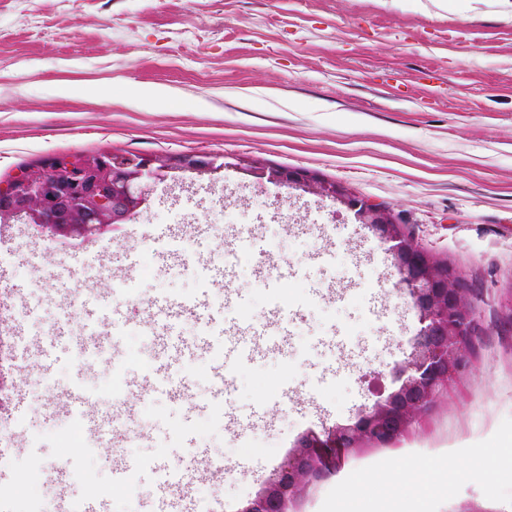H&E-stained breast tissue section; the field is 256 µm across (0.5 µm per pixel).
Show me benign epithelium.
<instances>
[{
  "instance_id": "obj_1",
  "label": "benign epithelium",
  "mask_w": 512,
  "mask_h": 512,
  "mask_svg": "<svg viewBox=\"0 0 512 512\" xmlns=\"http://www.w3.org/2000/svg\"><path fill=\"white\" fill-rule=\"evenodd\" d=\"M224 167L211 156L195 152L132 161L57 158L47 168L25 171L0 188V217H24L44 237L84 243L132 221L147 200L148 181H163L171 172L202 175ZM272 178L330 197L353 211L358 223L391 256L395 288L415 310L419 329L404 363L390 372L388 394L351 423L301 436L281 474L240 512H287L288 501L310 480L336 471L341 460L363 442L392 443L401 438L443 390L469 370L476 329L474 302L466 283L452 267L434 260L403 233L388 208L352 197L300 170L283 169ZM20 387L21 378L14 372L0 370V395Z\"/></svg>"
}]
</instances>
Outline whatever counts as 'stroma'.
<instances>
[{"instance_id": "1", "label": "stroma", "mask_w": 512, "mask_h": 512, "mask_svg": "<svg viewBox=\"0 0 512 512\" xmlns=\"http://www.w3.org/2000/svg\"><path fill=\"white\" fill-rule=\"evenodd\" d=\"M184 152L228 166L152 183L97 253L23 220L0 232L46 321L13 326L42 355L22 373L51 380L4 412L42 483L5 466L0 488L20 503L63 496L70 512H152L180 475L206 492L194 512H240L303 434L389 388L418 328L390 257L338 201L232 168L241 158L390 207L471 286L480 328L469 371L404 438L365 443L288 512H336L393 460L430 463L447 489L402 512H512V0H0V184L56 156ZM225 204L237 216L219 230ZM247 322L269 342L226 367L224 333ZM154 367L183 381L181 400ZM116 378L131 388L118 406ZM76 391L128 415L140 438L120 455L164 469L114 492ZM397 506L381 495L370 509Z\"/></svg>"}]
</instances>
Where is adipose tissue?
<instances>
[{"instance_id": "ef3b65f1", "label": "adipose tissue", "mask_w": 512, "mask_h": 512, "mask_svg": "<svg viewBox=\"0 0 512 512\" xmlns=\"http://www.w3.org/2000/svg\"><path fill=\"white\" fill-rule=\"evenodd\" d=\"M396 473V465H389L386 478L363 483L359 491L349 494L341 501L338 512H369L370 500L383 493L400 499L411 491L422 499L439 492L438 487L429 481L427 464H414L408 472L406 481L403 482L397 480Z\"/></svg>"}]
</instances>
